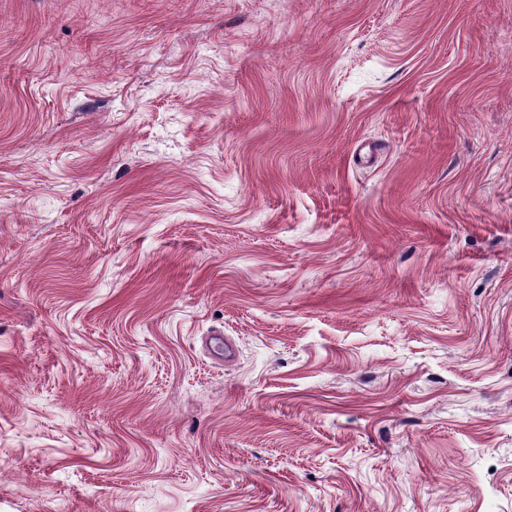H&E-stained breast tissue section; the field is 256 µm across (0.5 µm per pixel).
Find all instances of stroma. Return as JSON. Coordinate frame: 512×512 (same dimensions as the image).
Wrapping results in <instances>:
<instances>
[{
	"mask_svg": "<svg viewBox=\"0 0 512 512\" xmlns=\"http://www.w3.org/2000/svg\"><path fill=\"white\" fill-rule=\"evenodd\" d=\"M0 512H512V0H0Z\"/></svg>",
	"mask_w": 512,
	"mask_h": 512,
	"instance_id": "35a3bbf8",
	"label": "stroma"
}]
</instances>
